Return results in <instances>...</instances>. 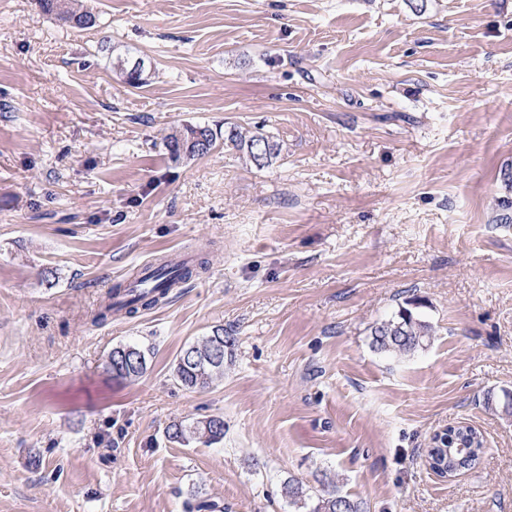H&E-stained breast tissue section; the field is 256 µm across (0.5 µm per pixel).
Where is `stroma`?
<instances>
[{"label":"stroma","instance_id":"35a3bbf8","mask_svg":"<svg viewBox=\"0 0 512 512\" xmlns=\"http://www.w3.org/2000/svg\"><path fill=\"white\" fill-rule=\"evenodd\" d=\"M84 5L0 0V512H296L321 477L362 512H512V0ZM199 123L280 155L173 161ZM177 253L166 304L91 323ZM403 307L428 346L375 351ZM218 328L223 377L180 386ZM125 344L142 376L106 370ZM209 416L222 442L167 439ZM461 423L482 458L444 480L425 451ZM44 12L54 13L64 23L74 28L84 29L95 25V16L87 11L80 10L79 0H38ZM224 143L232 145L257 166L270 165L281 151L269 135L259 131L247 135L232 126L224 128ZM230 336H224L223 329H217L200 344L183 349L175 364V374L182 386L188 389L205 388L224 375V347L232 346ZM214 349L222 350V362L211 364L208 359ZM190 355L191 358H190ZM195 362L194 365L192 363ZM126 351L128 350V354L130 358H133V360L136 362L137 367L132 368V370H128L126 374L123 373H115L112 369V358L114 356H117L118 351ZM107 368L111 371V373H114L117 377L127 378V377H138L141 374L145 372L147 369V359L144 350L141 348H138L136 346L126 345V346H120L112 350V353L110 354L108 361L106 363Z\"/></svg>","mask_w":512,"mask_h":512}]
</instances>
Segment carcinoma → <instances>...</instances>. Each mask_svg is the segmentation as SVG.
Returning <instances> with one entry per match:
<instances>
[{
	"instance_id": "1",
	"label": "carcinoma",
	"mask_w": 512,
	"mask_h": 512,
	"mask_svg": "<svg viewBox=\"0 0 512 512\" xmlns=\"http://www.w3.org/2000/svg\"><path fill=\"white\" fill-rule=\"evenodd\" d=\"M39 6L74 28L84 29L95 25V16L80 9L79 0H39ZM112 65L126 77L127 84L137 87L146 82L144 70H131L129 60L118 56ZM221 136L225 143L242 152L257 166L269 165L280 155L279 144L269 135L259 131L247 135L232 126L220 133L208 125H186L167 136L166 147L174 161L191 160L206 155ZM192 274L191 267L175 270L161 263L135 278V289L131 287L133 283H118L109 293V303L93 316L92 322L96 324L107 320L112 315V302L116 300L125 302L129 314L148 309L159 301L157 294H166V288L172 283L186 280ZM431 333L430 324L404 307L395 316L372 327L371 344L379 352L408 354L425 347ZM228 345H232L231 338L224 335V330L218 329L201 343L183 349L175 364V374L181 385L188 389L205 388L224 376V364L213 365L209 357L213 350H222ZM120 350L129 352L137 367L125 374L119 372L117 376L131 378L145 372L147 359L144 350L126 345L113 349L111 356H116ZM167 435L177 443L201 439L206 444L217 443L224 439V419L220 416L210 417L190 426L174 423L168 427ZM460 444L467 454L462 462L458 461L457 446ZM483 444V436L471 426L449 428L434 436L433 447L427 450L428 465L439 477L453 478L477 465ZM286 489L291 504L303 512H360V503L342 493L335 485L324 484L321 489L312 492L290 480Z\"/></svg>"
}]
</instances>
